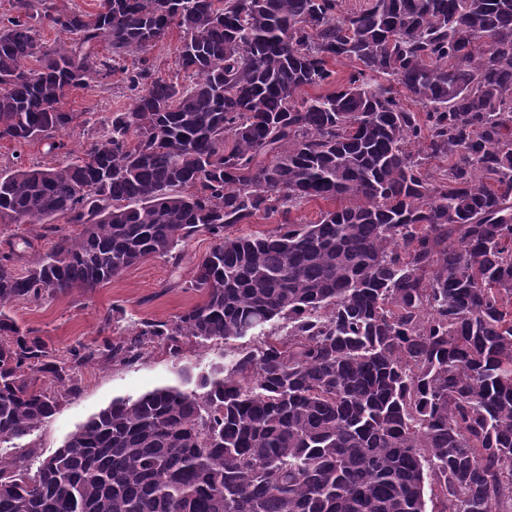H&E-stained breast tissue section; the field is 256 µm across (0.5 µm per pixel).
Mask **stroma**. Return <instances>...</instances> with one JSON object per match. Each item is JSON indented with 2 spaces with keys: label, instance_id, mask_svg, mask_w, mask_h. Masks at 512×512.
Masks as SVG:
<instances>
[{
  "label": "stroma",
  "instance_id": "obj_1",
  "mask_svg": "<svg viewBox=\"0 0 512 512\" xmlns=\"http://www.w3.org/2000/svg\"><path fill=\"white\" fill-rule=\"evenodd\" d=\"M125 75L114 72L103 82H91L85 89L73 91L65 107L86 113L89 123L68 129L63 138L70 149L83 151L92 142V132L112 111L126 107L130 98L124 88ZM208 236L192 238L184 250L179 268H171L164 259L148 257L129 268L120 277L89 293L42 300H20L11 308L15 321L35 331L56 359H66L69 349L79 343L98 345L101 317L110 309L122 308L128 320H170L197 302L198 296L183 289L191 279L195 264L209 253ZM223 342L199 343L187 340L180 359H173L162 346L146 348L133 364L107 362L78 368V391L70 393L40 374L29 375L36 388L58 399V408L48 423L14 444L0 446V458L25 456L30 467L53 455L76 428L108 407L118 397L137 398L158 387L179 385L194 389L196 377L224 363Z\"/></svg>",
  "mask_w": 512,
  "mask_h": 512
}]
</instances>
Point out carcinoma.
Masks as SVG:
<instances>
[{
	"instance_id": "carcinoma-1",
	"label": "carcinoma",
	"mask_w": 512,
	"mask_h": 512,
	"mask_svg": "<svg viewBox=\"0 0 512 512\" xmlns=\"http://www.w3.org/2000/svg\"><path fill=\"white\" fill-rule=\"evenodd\" d=\"M0 16V444L50 421L90 363L261 340L194 390L118 398L36 471L0 459V512H512V0H15ZM63 36L44 51L37 34ZM178 32L189 83L147 54ZM106 45L108 55L99 52ZM128 56L132 103L76 154L66 96ZM348 61L342 79L332 63ZM321 87L319 95H303ZM45 142L62 159L28 164ZM346 200L302 224L293 211ZM276 220L260 234L228 229ZM79 227L69 232L55 224ZM214 240L172 320L102 318L54 359L9 315ZM285 323L281 335L267 333ZM41 233H43V230L39 226H33L32 224H11L2 231L0 226V249L6 247V242L18 241L16 237L24 236L33 243V249H28L26 253V258H32L35 253H43L49 248V241L37 239L36 236Z\"/></svg>"
}]
</instances>
